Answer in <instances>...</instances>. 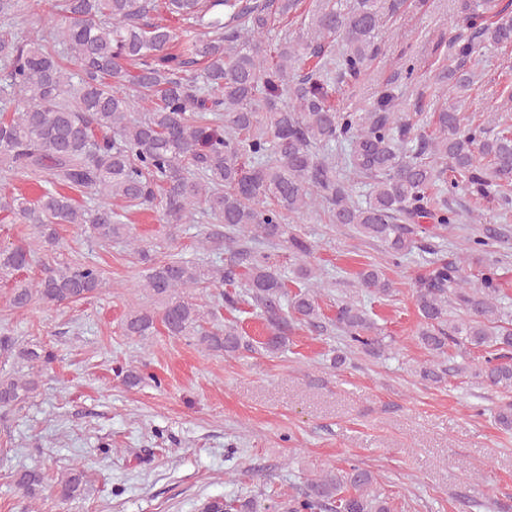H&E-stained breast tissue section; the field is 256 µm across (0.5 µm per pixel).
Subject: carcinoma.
<instances>
[{"label":"carcinoma","instance_id":"cac0c4a2","mask_svg":"<svg viewBox=\"0 0 512 512\" xmlns=\"http://www.w3.org/2000/svg\"><path fill=\"white\" fill-rule=\"evenodd\" d=\"M406 0H0V173L21 174L39 188L0 198V223L28 224L33 240L0 247V279L13 282L9 305L38 300L65 306L86 300L103 283L92 261L52 265L39 251L57 250L58 225L77 224L100 246L124 242L144 265L143 288L158 306L139 304L122 321L123 335L191 336L228 357L252 350L238 321L221 311L245 305L262 320L268 354L288 350L299 327H322V282L303 263L312 246L290 219L323 211L327 222L380 242L394 265L418 245V225H480L468 252L428 250V269L415 283L418 342L432 357L421 377L448 374V347L470 346L488 357L475 366L481 382L512 391V310L503 299L488 248L506 244L483 214L453 206L464 189L512 213V125L491 113L475 123L459 98L474 84L473 67L489 45H512V0H457L461 30L448 33V71L439 77L433 130L408 116L429 106L411 84L405 60L378 84L371 101L338 109L336 94L354 96L382 54L379 33ZM38 20L42 33L21 35L14 19ZM299 18L306 34L286 31ZM64 46L59 54L58 46ZM150 108L130 115L133 94ZM368 187L364 198L357 183ZM101 202L82 204L75 193ZM132 210L162 214L168 224H193L196 213L224 225V246L236 262L225 268L176 255L162 259L130 236ZM275 245L293 260L279 269L255 248ZM41 264L37 278L25 277ZM357 287L387 296L392 283L367 265ZM224 288L212 305L185 295ZM298 291L291 292L289 286ZM328 325L369 356L385 351L381 332L359 302L341 301ZM0 347L31 370L53 352ZM37 389L31 375L0 376V409L25 403ZM375 476L356 464L307 480L288 512H390L371 491ZM84 471L73 467L56 483L59 498L81 495ZM17 485L34 498L45 488L38 470ZM205 512H270L254 499L213 500Z\"/></svg>","mask_w":512,"mask_h":512}]
</instances>
